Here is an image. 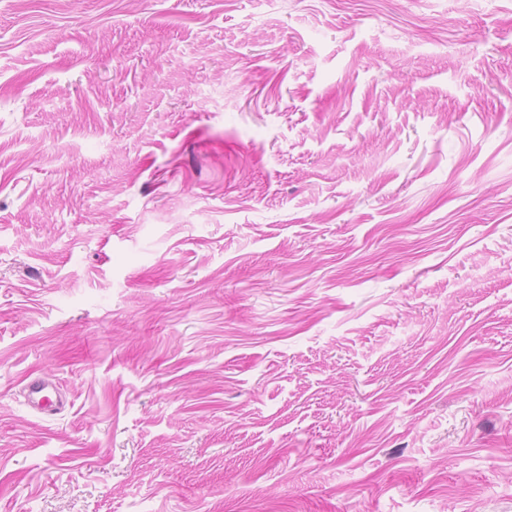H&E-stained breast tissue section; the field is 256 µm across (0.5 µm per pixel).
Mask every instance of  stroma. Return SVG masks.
I'll use <instances>...</instances> for the list:
<instances>
[{"mask_svg": "<svg viewBox=\"0 0 512 512\" xmlns=\"http://www.w3.org/2000/svg\"><path fill=\"white\" fill-rule=\"evenodd\" d=\"M0 512H512V0H0ZM57 392L56 383L45 375L28 376L24 384V396L28 405L37 413L53 416L63 409L61 399L54 400L53 392Z\"/></svg>", "mask_w": 512, "mask_h": 512, "instance_id": "obj_1", "label": "stroma"}]
</instances>
